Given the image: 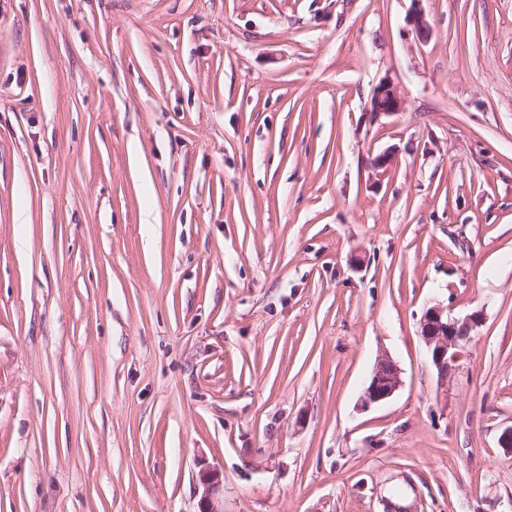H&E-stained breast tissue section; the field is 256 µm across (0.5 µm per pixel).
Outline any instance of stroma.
I'll return each mask as SVG.
<instances>
[{
    "mask_svg": "<svg viewBox=\"0 0 512 512\" xmlns=\"http://www.w3.org/2000/svg\"><path fill=\"white\" fill-rule=\"evenodd\" d=\"M410 5L0 0V512H512V0ZM412 5L407 14L406 23L411 27L419 41H427L430 34V26L421 7V0H411ZM405 106L406 99L394 81L389 78L380 80L371 97V114L376 118L383 115H393L403 112ZM475 317L471 315L460 321L448 315L447 307L440 306H433L424 314L422 336L438 374L440 393L445 396L448 394V378L455 372L471 341L469 332L476 326ZM401 385V372L397 364L389 358L379 360L363 393L362 407L384 402L392 397ZM200 466L196 479L198 493L201 490L197 512H224L223 471L207 464Z\"/></svg>",
    "mask_w": 512,
    "mask_h": 512,
    "instance_id": "stroma-1",
    "label": "stroma"
}]
</instances>
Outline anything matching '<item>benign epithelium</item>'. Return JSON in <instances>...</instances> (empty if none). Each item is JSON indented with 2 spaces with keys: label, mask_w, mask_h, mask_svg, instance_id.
<instances>
[{
  "label": "benign epithelium",
  "mask_w": 512,
  "mask_h": 512,
  "mask_svg": "<svg viewBox=\"0 0 512 512\" xmlns=\"http://www.w3.org/2000/svg\"><path fill=\"white\" fill-rule=\"evenodd\" d=\"M406 23L420 41H427L430 26L421 7V0H411ZM406 99L393 80L384 78L375 86L370 112L378 118L393 115L405 109ZM476 326L475 316L463 320L448 315V309L433 306L422 320V336L429 349L432 366L438 374L440 393L448 395V378L455 372L458 362L471 341L470 330ZM401 372L395 362L388 358L378 361L363 393L361 406L381 403L401 387ZM223 471L214 466L201 465L197 475V489L201 490L198 512H224Z\"/></svg>",
  "instance_id": "7a95c632"
}]
</instances>
